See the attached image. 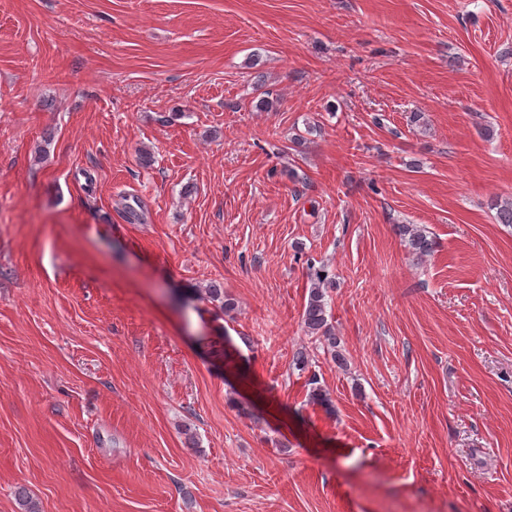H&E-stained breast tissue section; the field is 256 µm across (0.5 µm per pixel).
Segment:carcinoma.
<instances>
[{
  "instance_id": "carcinoma-1",
  "label": "carcinoma",
  "mask_w": 512,
  "mask_h": 512,
  "mask_svg": "<svg viewBox=\"0 0 512 512\" xmlns=\"http://www.w3.org/2000/svg\"><path fill=\"white\" fill-rule=\"evenodd\" d=\"M399 236L405 242L409 251L418 258L430 255L434 242L429 239L426 231L415 224L398 225ZM309 277L312 288L309 291L308 301L303 312V327L305 331L319 339L324 350L336 362L338 367L347 366V357L340 345V339L333 331L328 321V287L333 285L329 271L323 266L309 265ZM201 295L212 302L219 303L221 310H231L234 303L224 298V289L212 284L201 291Z\"/></svg>"
}]
</instances>
